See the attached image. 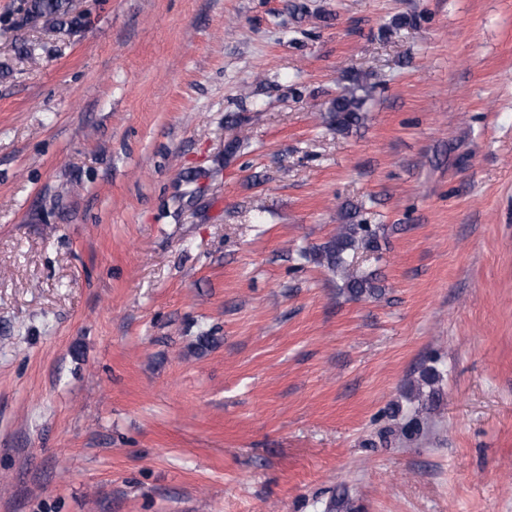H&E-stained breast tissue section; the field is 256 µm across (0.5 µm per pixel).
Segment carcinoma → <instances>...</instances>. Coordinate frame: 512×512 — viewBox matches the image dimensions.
Wrapping results in <instances>:
<instances>
[{
	"label": "carcinoma",
	"mask_w": 512,
	"mask_h": 512,
	"mask_svg": "<svg viewBox=\"0 0 512 512\" xmlns=\"http://www.w3.org/2000/svg\"><path fill=\"white\" fill-rule=\"evenodd\" d=\"M26 19L46 30L78 32L85 25V18L74 12L72 0H27ZM348 86L338 94L328 108L329 125L340 132H347L362 120L365 101L374 85L363 74L352 71L346 75ZM359 211L349 213L352 222L339 227L336 235L314 251H303L301 257L312 260L339 275L344 288L355 299L372 296L378 292L373 275H357L351 271L349 254L373 247L374 234L370 225L353 222Z\"/></svg>",
	"instance_id": "cac0c4a2"
}]
</instances>
